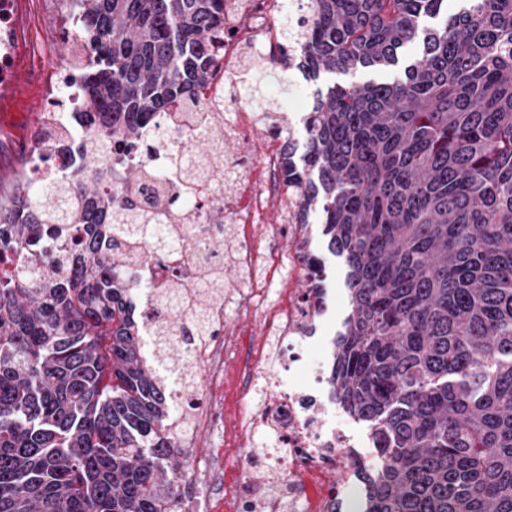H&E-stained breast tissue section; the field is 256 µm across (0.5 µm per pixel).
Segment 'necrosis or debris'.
Returning a JSON list of instances; mask_svg holds the SVG:
<instances>
[{
    "mask_svg": "<svg viewBox=\"0 0 512 512\" xmlns=\"http://www.w3.org/2000/svg\"><path fill=\"white\" fill-rule=\"evenodd\" d=\"M16 4L17 0H0V82L5 83L19 75L17 54L23 35ZM280 13L279 0H224V52L219 63L225 79H234L257 50L276 51ZM224 137L240 147L226 163V179L220 185L224 221L234 241L231 261L240 280L225 290L223 305L211 314L215 334L194 355L211 388H222L226 373L237 374L243 407L225 422L215 413L193 411L194 420L224 428L209 450L207 473L219 475L225 456L235 450L244 471L268 472L277 489L270 512H341L340 487L320 482L319 477L340 469L359 477L366 468L359 451L370 444L371 436L325 398L329 342L320 334V320L328 311L323 290L283 286L284 279L309 271L299 253L273 245L283 236L300 239L302 232L295 203L279 189L288 140L229 96L224 99ZM65 145L66 140L54 136L42 141L31 154L29 173L41 181L72 178L82 162L70 158ZM275 205L281 221L267 223V213ZM232 317L262 318L273 349L226 342L224 326ZM247 433L273 437L275 449L240 447L239 440Z\"/></svg>",
    "mask_w": 512,
    "mask_h": 512,
    "instance_id": "1",
    "label": "necrosis or debris"
}]
</instances>
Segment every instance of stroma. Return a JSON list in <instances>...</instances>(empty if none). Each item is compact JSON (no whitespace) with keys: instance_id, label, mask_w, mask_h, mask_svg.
<instances>
[{"instance_id":"obj_1","label":"stroma","mask_w":512,"mask_h":512,"mask_svg":"<svg viewBox=\"0 0 512 512\" xmlns=\"http://www.w3.org/2000/svg\"><path fill=\"white\" fill-rule=\"evenodd\" d=\"M61 6V0L23 3L21 22L28 45L21 57L22 80L0 95V194L4 196L24 171L30 136L41 126L43 102L56 90L53 73L65 54L58 33ZM307 232L312 251L325 260L323 283L333 304L328 330L335 336L342 332L349 313L346 267L341 258L330 255L318 214H310Z\"/></svg>"}]
</instances>
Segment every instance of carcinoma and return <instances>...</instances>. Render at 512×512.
<instances>
[{
    "mask_svg": "<svg viewBox=\"0 0 512 512\" xmlns=\"http://www.w3.org/2000/svg\"><path fill=\"white\" fill-rule=\"evenodd\" d=\"M89 134L72 179L28 178L0 202V512H183L190 482L170 397L143 357L133 297L158 225L214 231L224 197L192 212L208 165L193 112L217 76L224 0H81ZM281 19L280 61L310 83L384 70L389 82L317 88L300 162L284 185L309 223L318 213L347 265L350 312L334 340L329 394L367 424L379 454L362 512H512V0H302ZM238 91L268 115L277 101ZM140 152L112 187L103 159ZM162 191L142 209L133 185Z\"/></svg>",
    "mask_w": 512,
    "mask_h": 512,
    "instance_id": "1",
    "label": "carcinoma"
}]
</instances>
